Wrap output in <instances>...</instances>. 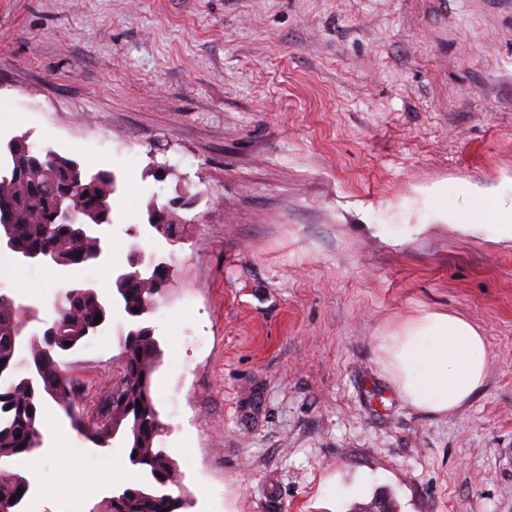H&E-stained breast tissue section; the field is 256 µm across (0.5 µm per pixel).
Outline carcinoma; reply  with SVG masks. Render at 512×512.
<instances>
[{
  "label": "carcinoma",
  "mask_w": 512,
  "mask_h": 512,
  "mask_svg": "<svg viewBox=\"0 0 512 512\" xmlns=\"http://www.w3.org/2000/svg\"><path fill=\"white\" fill-rule=\"evenodd\" d=\"M10 157L11 168L0 174V238L11 244L10 252L17 257L50 252L57 257L54 264L63 269L100 260L104 246L99 229L112 224L114 175L104 170L88 175L75 161L50 152L27 153L20 148ZM73 186L75 222L61 224L55 194ZM166 279L165 268L158 265L148 275L128 271L124 287L112 288L110 298L94 288L66 290L55 310L67 325V335L59 340L43 335L25 342L17 339L20 306L0 295V507L17 512L31 487L29 478L8 464L42 447V409L48 399L94 445L106 447L118 436L128 445L127 463L141 479L124 486L96 512H180L188 506L177 467L155 446L162 424L152 398V377L160 356L152 328L138 323L125 335L119 357L120 398L101 422H87L81 416L75 400L79 382L58 359L111 320L113 301H119L131 318L150 312Z\"/></svg>",
  "instance_id": "cac0c4a2"
}]
</instances>
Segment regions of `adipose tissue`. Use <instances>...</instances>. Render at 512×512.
<instances>
[{
    "label": "adipose tissue",
    "instance_id": "ef3b65f1",
    "mask_svg": "<svg viewBox=\"0 0 512 512\" xmlns=\"http://www.w3.org/2000/svg\"><path fill=\"white\" fill-rule=\"evenodd\" d=\"M391 384L413 408L435 415L457 409L486 375L484 336L467 319L427 312L379 340Z\"/></svg>",
    "mask_w": 512,
    "mask_h": 512
}]
</instances>
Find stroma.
Instances as JSON below:
<instances>
[{
	"mask_svg": "<svg viewBox=\"0 0 512 512\" xmlns=\"http://www.w3.org/2000/svg\"><path fill=\"white\" fill-rule=\"evenodd\" d=\"M118 180L108 256L60 270L0 251V294L54 316L109 291L133 246L168 283L156 445L186 512H512V0H0V144ZM194 195L176 241L150 203ZM478 228L453 224L464 210ZM428 311L487 343L452 413L407 405L377 339ZM121 308L62 353L85 418L119 381ZM23 512H91L110 461L53 401Z\"/></svg>",
	"mask_w": 512,
	"mask_h": 512,
	"instance_id": "stroma-1",
	"label": "stroma"
}]
</instances>
